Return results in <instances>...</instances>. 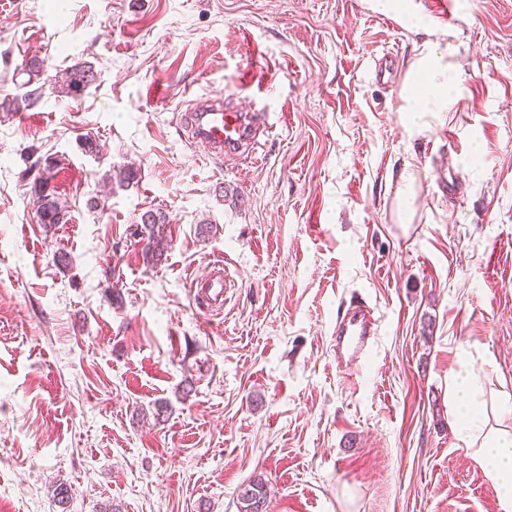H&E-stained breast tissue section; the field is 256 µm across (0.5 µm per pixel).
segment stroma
<instances>
[{
    "label": "stroma",
    "instance_id": "35a3bbf8",
    "mask_svg": "<svg viewBox=\"0 0 512 512\" xmlns=\"http://www.w3.org/2000/svg\"><path fill=\"white\" fill-rule=\"evenodd\" d=\"M454 3L433 26L465 105L418 133L429 36L374 0H0V512H238L256 477L266 512H500L447 402L463 361L512 393V0ZM247 86L272 113L256 160L179 135ZM39 176L66 223L41 224ZM215 266L210 314L190 277ZM358 293L379 332L349 373L330 336ZM94 80V74L90 69H72L63 82L62 89L66 94L76 96ZM142 226L145 230L140 232L148 233L144 246L145 258L147 263L159 264L163 260V256L167 252L168 242L164 234L163 224L165 220L160 215L153 212H146L142 215ZM162 219V220H161ZM227 285L223 268L215 269L212 276L205 280L194 279L192 289L195 304L211 311L221 310L224 307V292Z\"/></svg>",
    "mask_w": 512,
    "mask_h": 512
}]
</instances>
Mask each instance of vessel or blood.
<instances>
[{"mask_svg": "<svg viewBox=\"0 0 512 512\" xmlns=\"http://www.w3.org/2000/svg\"><path fill=\"white\" fill-rule=\"evenodd\" d=\"M181 119L192 138L208 143L217 154L233 157L251 154L270 127L269 114L264 109H240L229 97L192 105ZM226 288L223 269H215L210 278L193 280L194 301L209 310H220ZM376 335L377 320L369 307L356 305L338 314L332 338L337 366L348 371L358 369L374 347Z\"/></svg>", "mask_w": 512, "mask_h": 512, "instance_id": "vessel-or-blood-1", "label": "vessel or blood"}]
</instances>
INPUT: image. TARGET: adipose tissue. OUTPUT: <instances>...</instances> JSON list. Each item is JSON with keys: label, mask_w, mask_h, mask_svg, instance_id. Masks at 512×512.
I'll return each instance as SVG.
<instances>
[{"label": "adipose tissue", "mask_w": 512, "mask_h": 512, "mask_svg": "<svg viewBox=\"0 0 512 512\" xmlns=\"http://www.w3.org/2000/svg\"><path fill=\"white\" fill-rule=\"evenodd\" d=\"M457 47L427 42L410 66L401 110L409 128L425 127L428 116L457 108L463 94L450 61ZM483 378L468 364L448 374V423L458 445L490 475L502 512H512V398L500 397L490 408L474 411L483 396Z\"/></svg>", "instance_id": "1"}]
</instances>
